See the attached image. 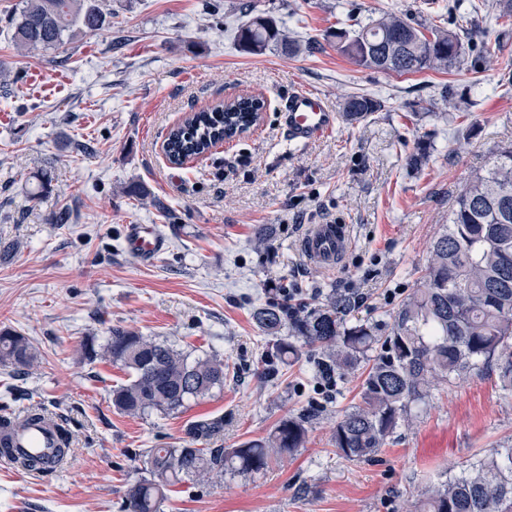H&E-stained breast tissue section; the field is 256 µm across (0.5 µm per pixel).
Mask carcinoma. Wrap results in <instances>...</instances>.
Masks as SVG:
<instances>
[{"instance_id": "cac0c4a2", "label": "carcinoma", "mask_w": 512, "mask_h": 512, "mask_svg": "<svg viewBox=\"0 0 512 512\" xmlns=\"http://www.w3.org/2000/svg\"><path fill=\"white\" fill-rule=\"evenodd\" d=\"M480 6L454 30L414 24L387 12L356 28L336 27L326 40L359 67L385 73L447 71L474 51L471 25ZM112 13L101 0H25L12 19L18 52L31 54L58 47L67 36L96 34L112 27ZM246 53L303 49L268 17L253 16L237 32ZM385 105L367 94H352L341 102L342 118L364 120ZM261 99L249 97L234 109L218 103L194 113L172 128L166 156L174 165L207 153L213 146L247 132ZM354 307L347 295L331 294L319 308L288 313V307L268 304L253 318L280 360L299 359L301 345L328 353L329 368L344 371L372 362L360 403L336 422L335 448L355 460L373 455L412 407L426 403L436 383H452L479 367L496 365L504 387L512 390V144L499 148L484 172L459 191L448 224L433 240L420 287L404 300L388 333L380 336L367 323L347 325ZM79 352L88 361L121 366L129 380L111 390L112 406L138 417L152 412L175 414L186 402L224 385V361L190 358L166 340L136 331L109 329L104 343L87 336ZM40 354L18 332L0 329V366L26 374L38 366ZM224 431V417L188 425V440L171 448H152L147 476L127 489L125 512H159L170 488L186 477L222 481L224 475L258 473L284 455L303 447L307 418L288 416L265 438L236 448H212ZM419 512H512V448L496 450L474 464L470 472L432 486Z\"/></svg>"}]
</instances>
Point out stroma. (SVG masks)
I'll return each mask as SVG.
<instances>
[{
	"label": "stroma",
	"mask_w": 512,
	"mask_h": 512,
	"mask_svg": "<svg viewBox=\"0 0 512 512\" xmlns=\"http://www.w3.org/2000/svg\"><path fill=\"white\" fill-rule=\"evenodd\" d=\"M449 1L251 0L289 35L321 41L288 56L240 51L239 0H105L110 29L25 56L8 23L22 0H0V61L19 77L0 94V328L41 354L27 374L0 367V414L42 408L73 439V463L56 477L0 467V512H125L148 451L180 445L192 421L219 415L225 448L302 414L306 442L257 474L185 480L161 512H408L433 483L512 447V392L496 369L480 368L437 384L375 454L347 459L331 438L360 401L366 365L320 394L327 355L307 348L282 364L252 319L256 307L281 302V286L301 288L300 303L313 308L357 288L364 297L348 324L386 329L418 288L458 191L512 143V20L479 21L480 56L439 72L362 68L322 41L336 22L387 11L452 29ZM299 88L334 110L352 92L385 108L295 147L279 113ZM242 93L268 103L258 129L181 166L165 159V137L187 113ZM430 99L439 116L422 113ZM456 106L471 129L463 142L440 118ZM81 142L90 151H78ZM420 143L429 158L414 169L408 157ZM44 178L50 187L35 196ZM137 186L145 197L132 196ZM64 208L70 222L54 223ZM328 221L352 230L334 271L299 251L307 225ZM131 224L155 225L166 238L153 261L127 251ZM264 224L274 241L258 250L252 239ZM112 328L224 359L223 388L172 416L119 413L109 393L126 372L78 352L83 337Z\"/></svg>",
	"instance_id": "35a3bbf8"
}]
</instances>
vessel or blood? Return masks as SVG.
Masks as SVG:
<instances>
[{"label":"vessel or blood","instance_id":"obj_1","mask_svg":"<svg viewBox=\"0 0 512 512\" xmlns=\"http://www.w3.org/2000/svg\"><path fill=\"white\" fill-rule=\"evenodd\" d=\"M337 114L317 92L299 89L288 97L282 112V124L290 141L306 145L331 132ZM128 250L143 260H150L163 251L164 238L148 224H132L127 229ZM301 248L311 264L325 269L338 268L351 248L348 225L326 222L311 225L305 233ZM63 421L57 415L27 424H0V445L8 452L0 456V464L11 465L12 453L50 460V473L64 471L68 460H56L59 432Z\"/></svg>","mask_w":512,"mask_h":512}]
</instances>
